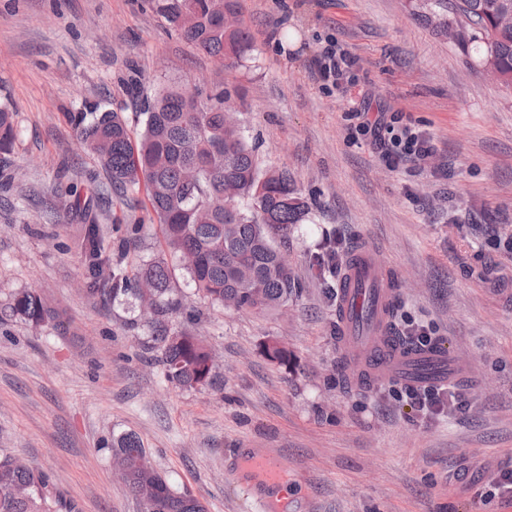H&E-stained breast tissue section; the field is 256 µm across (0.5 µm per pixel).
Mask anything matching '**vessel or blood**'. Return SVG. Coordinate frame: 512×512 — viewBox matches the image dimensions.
Listing matches in <instances>:
<instances>
[{
  "mask_svg": "<svg viewBox=\"0 0 512 512\" xmlns=\"http://www.w3.org/2000/svg\"><path fill=\"white\" fill-rule=\"evenodd\" d=\"M393 295L391 278L373 254L353 251L341 277L337 302L341 351L372 378L386 376L410 386L447 382L453 364L444 347L412 348L394 336L388 317ZM246 456L247 467L240 472L244 480L286 481V465L274 451L250 449Z\"/></svg>",
  "mask_w": 512,
  "mask_h": 512,
  "instance_id": "b4317fda",
  "label": "vessel or blood"
}]
</instances>
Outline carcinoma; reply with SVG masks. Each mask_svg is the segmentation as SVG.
Masks as SVG:
<instances>
[{
    "mask_svg": "<svg viewBox=\"0 0 512 512\" xmlns=\"http://www.w3.org/2000/svg\"><path fill=\"white\" fill-rule=\"evenodd\" d=\"M410 6L441 35L446 25H460L457 46L476 50L479 64L493 65L503 86L512 88V0H410ZM157 8L189 43L226 66L252 50L244 23L230 30L222 25L223 11L238 12L237 0H157ZM141 111L146 119L136 139L121 115L97 105L73 121L83 146L111 173L113 187L145 190L166 250L192 259L184 269L197 292L255 314L288 305L297 291L292 268L278 262L279 240L308 210L288 170L260 165L256 146L226 120L222 90L172 82L144 100ZM15 137L13 113L0 107V155L10 154ZM82 242L89 292L132 294L152 308L149 324L166 377L184 388L210 381V350L190 333L168 330L181 304L170 298L165 261L140 265L131 281L104 255L99 225H83ZM144 281L153 285L147 296L141 293ZM3 314L35 327L57 316L38 291L13 294ZM112 451L129 491L149 499L146 512H206L198 498L174 489L152 468L136 435L118 437ZM0 512H61L55 484L0 454Z\"/></svg>",
    "mask_w": 512,
    "mask_h": 512,
    "instance_id": "carcinoma-1",
    "label": "carcinoma"
}]
</instances>
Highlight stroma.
I'll return each mask as SVG.
<instances>
[{
    "label": "stroma",
    "instance_id": "stroma-1",
    "mask_svg": "<svg viewBox=\"0 0 512 512\" xmlns=\"http://www.w3.org/2000/svg\"><path fill=\"white\" fill-rule=\"evenodd\" d=\"M253 50L224 67L185 41L155 0H0V105L16 139L0 157V307L42 292L60 320L0 321V451L46 474L74 512H142L114 474L112 442L136 434L152 467L207 512H254L229 459L267 448L288 465L292 512H512V89L412 15L408 0H238ZM350 65L338 85L311 62ZM204 76L223 91L260 161L288 169L309 202L285 246L299 292L264 315L198 294L164 255L144 192L120 197L80 142L74 114L119 113L138 95ZM425 133L427 156L389 165L358 114ZM101 229L121 270L165 258L193 310L172 329L215 355L212 380L169 381L133 296L88 293L81 229ZM140 223L137 236L128 226ZM373 249L401 303L395 334L425 329L474 379L425 414L407 387L350 381L337 347L329 242ZM288 351L287 364L266 346ZM349 60L344 54H338L333 49H326L317 60V68L324 81H332L337 85L338 78L342 72V66H348Z\"/></svg>",
    "mask_w": 512,
    "mask_h": 512
}]
</instances>
